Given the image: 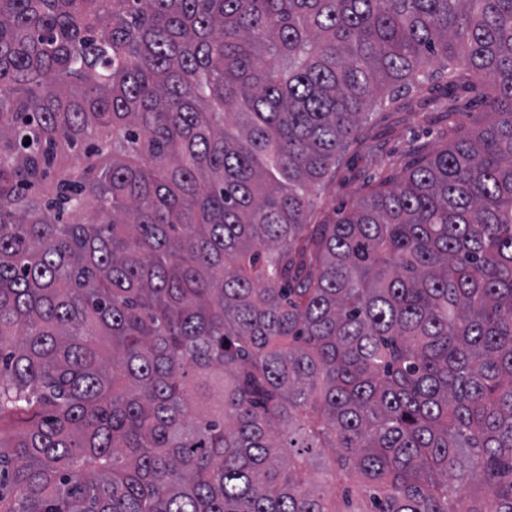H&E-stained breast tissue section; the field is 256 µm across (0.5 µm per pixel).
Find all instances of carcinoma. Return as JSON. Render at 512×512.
Masks as SVG:
<instances>
[{"instance_id": "carcinoma-1", "label": "carcinoma", "mask_w": 512, "mask_h": 512, "mask_svg": "<svg viewBox=\"0 0 512 512\" xmlns=\"http://www.w3.org/2000/svg\"><path fill=\"white\" fill-rule=\"evenodd\" d=\"M0 512H512V0H0ZM430 87L421 92L413 90L395 104L370 112L345 154L323 180L320 191L313 195L312 222L317 216L318 221L323 216L335 219L340 210L349 209L368 187L377 183L380 167L375 165L374 157L400 169L404 157L414 148L431 151L448 142V125L426 119V115L443 112L444 104H448V89L442 80L435 81L433 89ZM480 91L468 83H459L453 89V99L456 104L464 109V115L459 118L463 121L470 122L474 117L485 119V108L479 97Z\"/></svg>"}]
</instances>
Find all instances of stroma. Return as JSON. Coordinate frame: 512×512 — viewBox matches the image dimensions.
<instances>
[{
  "label": "stroma",
  "mask_w": 512,
  "mask_h": 512,
  "mask_svg": "<svg viewBox=\"0 0 512 512\" xmlns=\"http://www.w3.org/2000/svg\"><path fill=\"white\" fill-rule=\"evenodd\" d=\"M451 98L463 108L464 121H472L484 110L479 92L472 85L460 83L450 91L438 80L432 87L411 91L395 104L371 111L314 194L316 216L332 220L340 210L355 204L376 183L378 161L399 165L414 148L432 150L444 145L449 139L447 125L429 122L426 115L442 111Z\"/></svg>",
  "instance_id": "obj_1"
}]
</instances>
